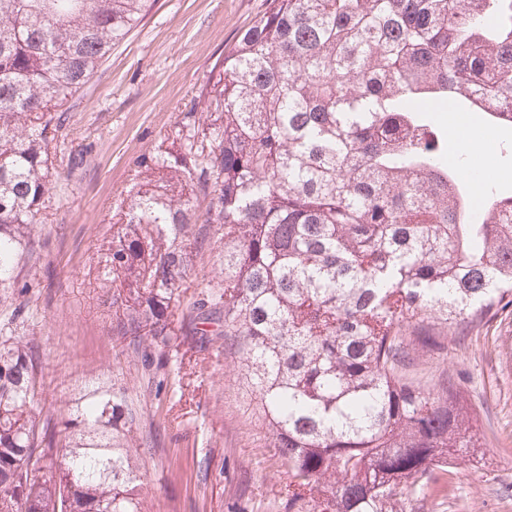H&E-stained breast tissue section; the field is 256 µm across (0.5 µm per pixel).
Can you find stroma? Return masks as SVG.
Wrapping results in <instances>:
<instances>
[{"mask_svg": "<svg viewBox=\"0 0 512 512\" xmlns=\"http://www.w3.org/2000/svg\"><path fill=\"white\" fill-rule=\"evenodd\" d=\"M267 8V0H154L69 104L51 142L60 174L51 205L8 292H0V335L34 337L44 383L42 403L61 418L82 380L113 382L138 420L132 440H151L142 490L154 512H285L281 469L253 395L239 384L238 340L199 345L175 320L169 353L146 363L113 349V309L122 280L106 283L104 260L135 183L141 155L171 149L196 131L224 52ZM449 152L463 128L479 126L494 145L489 190L512 194V127L486 125L477 112L449 121L436 112ZM209 244L182 289L184 303L224 280V227H196ZM512 307L452 336L444 350L413 358L406 377L424 387L451 385L473 410L484 440L478 464L455 477L434 472L423 490L439 512H512ZM207 476H200V465Z\"/></svg>", "mask_w": 512, "mask_h": 512, "instance_id": "stroma-1", "label": "stroma"}]
</instances>
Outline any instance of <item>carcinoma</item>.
Instances as JSON below:
<instances>
[{
	"label": "carcinoma",
	"mask_w": 512,
	"mask_h": 512,
	"mask_svg": "<svg viewBox=\"0 0 512 512\" xmlns=\"http://www.w3.org/2000/svg\"><path fill=\"white\" fill-rule=\"evenodd\" d=\"M149 4L0 0L1 291L51 202L49 134ZM209 95L205 145L137 161L107 259L128 282L112 335L146 362L169 348L192 225H224V292L185 316L242 340L284 508L411 512L483 443L455 392L399 368L512 306V195L473 188L420 114L512 126V0H269ZM39 365L0 341V512H150L126 397L93 382L59 421Z\"/></svg>",
	"instance_id": "1"
}]
</instances>
